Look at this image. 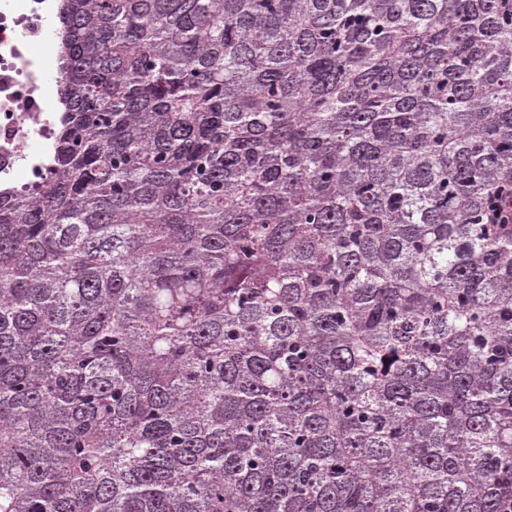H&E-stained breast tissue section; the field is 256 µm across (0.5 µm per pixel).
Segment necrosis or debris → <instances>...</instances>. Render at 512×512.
Masks as SVG:
<instances>
[{
  "mask_svg": "<svg viewBox=\"0 0 512 512\" xmlns=\"http://www.w3.org/2000/svg\"><path fill=\"white\" fill-rule=\"evenodd\" d=\"M57 0H0V197L33 195L54 172L62 100Z\"/></svg>",
  "mask_w": 512,
  "mask_h": 512,
  "instance_id": "1",
  "label": "necrosis or debris"
}]
</instances>
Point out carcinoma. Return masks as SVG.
<instances>
[{"label": "carcinoma", "instance_id": "obj_1", "mask_svg": "<svg viewBox=\"0 0 512 512\" xmlns=\"http://www.w3.org/2000/svg\"><path fill=\"white\" fill-rule=\"evenodd\" d=\"M0 201V512L512 504V0H61Z\"/></svg>", "mask_w": 512, "mask_h": 512}]
</instances>
